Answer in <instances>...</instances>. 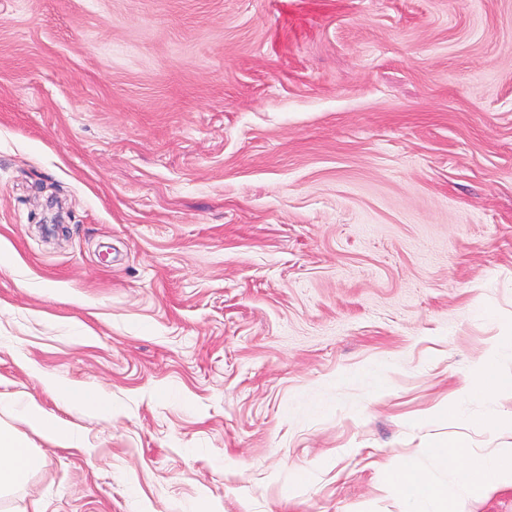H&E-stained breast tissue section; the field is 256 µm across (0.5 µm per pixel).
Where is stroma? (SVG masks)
<instances>
[{
    "instance_id": "35a3bbf8",
    "label": "stroma",
    "mask_w": 512,
    "mask_h": 512,
    "mask_svg": "<svg viewBox=\"0 0 512 512\" xmlns=\"http://www.w3.org/2000/svg\"><path fill=\"white\" fill-rule=\"evenodd\" d=\"M511 334L512 0H0V512H418ZM55 388L59 395L67 402L91 406L104 414H108L112 411L111 405L103 401L100 395L93 390L72 386L57 387L56 384ZM24 413L35 426L55 434L56 436L70 440L67 433L56 423L55 418L43 410L35 401L27 404ZM41 464V458L17 436L0 431V489L24 485Z\"/></svg>"
}]
</instances>
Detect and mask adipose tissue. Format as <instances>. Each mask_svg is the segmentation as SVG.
Masks as SVG:
<instances>
[{
	"label": "adipose tissue",
	"mask_w": 512,
	"mask_h": 512,
	"mask_svg": "<svg viewBox=\"0 0 512 512\" xmlns=\"http://www.w3.org/2000/svg\"><path fill=\"white\" fill-rule=\"evenodd\" d=\"M41 464L40 457L27 448L16 436L0 433V489H8L26 483L30 474ZM512 480V461L480 462L469 472L456 478L455 487L424 480L415 467L405 465L387 476L389 484L399 495L421 501L436 508L437 512H461V494L474 491L488 480Z\"/></svg>",
	"instance_id": "1"
}]
</instances>
